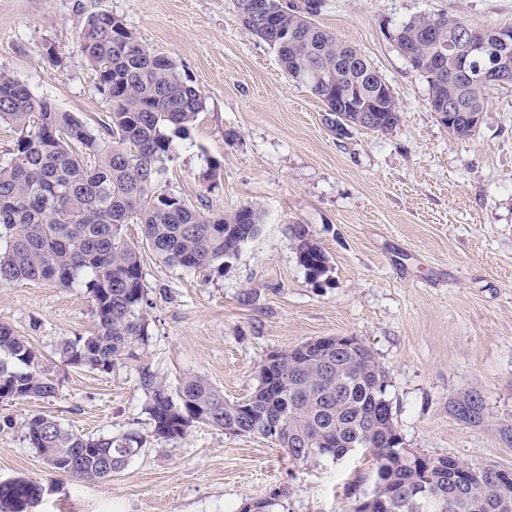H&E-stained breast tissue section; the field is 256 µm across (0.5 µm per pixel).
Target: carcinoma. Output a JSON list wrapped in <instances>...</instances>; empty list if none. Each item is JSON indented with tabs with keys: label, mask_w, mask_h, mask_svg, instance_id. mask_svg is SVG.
I'll list each match as a JSON object with an SVG mask.
<instances>
[{
	"label": "carcinoma",
	"mask_w": 512,
	"mask_h": 512,
	"mask_svg": "<svg viewBox=\"0 0 512 512\" xmlns=\"http://www.w3.org/2000/svg\"><path fill=\"white\" fill-rule=\"evenodd\" d=\"M323 0H235V19L271 45L282 69L307 86L345 129L387 133L399 110L376 113L366 124L358 110L390 103L385 79L359 49L313 20ZM279 15L266 24L265 11ZM78 44L96 73L97 90L110 106L106 135L62 112L29 86L0 72V120L22 131L15 157L0 163V287L50 281L83 288L93 301L97 328L60 342L64 361L103 373L137 364L151 436L183 438L196 423L226 434L254 435L283 449L295 464L336 461L349 443L372 455V492L391 497V512H492L497 482L487 467L451 457L433 458L403 446L386 397L387 374L357 338L338 349L330 337L278 350L259 367L254 391L239 400L201 376L171 390L144 363L148 306L140 258L125 239L139 224L155 255L169 266L204 272L224 265L257 238L263 218L242 207L206 213L158 188L175 140H185L205 97L169 57L146 49L123 19L109 12L78 14ZM412 71L427 82L429 104L458 102L483 110L496 86L512 85V27L489 29L446 14L419 15L390 35ZM348 91L353 112H336L333 92ZM456 138L475 126L458 117L445 123ZM299 264L317 279L328 256L303 224L290 227ZM59 383L39 367L34 348L0 324V402L54 396ZM28 444L51 472L65 478L105 479L126 468L146 437H83L44 415L23 424ZM42 488L26 479L0 482V512H28ZM284 489H271L240 512H273Z\"/></svg>",
	"instance_id": "cac0c4a2"
}]
</instances>
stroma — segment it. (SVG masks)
Segmentation results:
<instances>
[{
  "label": "stroma",
  "instance_id": "obj_1",
  "mask_svg": "<svg viewBox=\"0 0 512 512\" xmlns=\"http://www.w3.org/2000/svg\"><path fill=\"white\" fill-rule=\"evenodd\" d=\"M98 11L172 57L206 98L163 188L204 212L248 206L263 216L261 234L208 273L164 264L140 225L124 226L148 290L152 370L173 388L204 377L237 400L253 392L270 352L353 336L387 372L407 448L512 469V87L492 90L473 135L455 138L388 36L421 14L512 27V0H324L316 23L367 56L401 116L388 133L343 136L275 49L236 22L234 0H0V72L101 130L109 106L74 28L77 13ZM294 224L308 226L329 258L320 279L297 261ZM0 323L25 336L60 381L53 397L0 402V417L15 423L0 432V482L41 486L33 512H239L274 486L287 491L278 512H351L372 488L367 453L296 466L264 439L201 423L176 441L149 440L111 478L55 475L22 424L46 415L79 435L147 432L138 370L63 362L60 341L96 328L82 289L0 288ZM471 397L483 405L476 422L454 409Z\"/></svg>",
  "mask_w": 512,
  "mask_h": 512
}]
</instances>
